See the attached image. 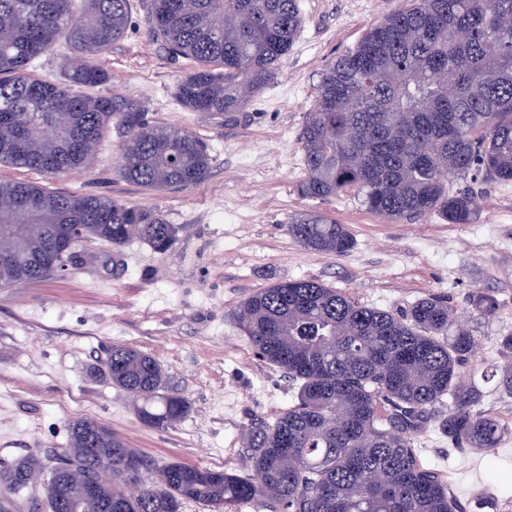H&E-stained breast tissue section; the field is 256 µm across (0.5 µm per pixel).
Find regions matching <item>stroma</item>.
Segmentation results:
<instances>
[{"instance_id":"obj_1","label":"stroma","mask_w":512,"mask_h":512,"mask_svg":"<svg viewBox=\"0 0 512 512\" xmlns=\"http://www.w3.org/2000/svg\"><path fill=\"white\" fill-rule=\"evenodd\" d=\"M147 2L131 0V26L105 58L110 79L97 92L136 100L149 124L194 134L211 168L193 186L144 189L118 172L127 134L114 126L80 170L48 178L0 163V181L117 199L180 228L165 252L139 240L119 251L89 240L65 270L0 288V472L62 453L67 426L79 418L108 426L156 467L248 471L249 428L286 411L294 388L254 354L236 312L247 296L284 280H315L398 313L430 295L446 298L480 340L464 373L474 375L482 408L512 428V397L499 385L512 366L499 346L512 334V182L455 181L454 190L474 198L467 224L434 215L392 222L353 189L319 199L298 193L306 175L299 134L322 73L407 0H298L303 23L291 52L273 81L228 117L189 111L174 98L192 63L171 60L153 41ZM304 214L346 225L354 248L336 255L297 242L287 226ZM478 291L497 297L494 315L472 305ZM116 345L164 367L170 393L190 402L186 418L171 427L140 420L104 375ZM414 443L467 512H512V431L481 451L452 447L432 428Z\"/></svg>"}]
</instances>
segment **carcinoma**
I'll return each instance as SVG.
<instances>
[{
    "instance_id": "1",
    "label": "carcinoma",
    "mask_w": 512,
    "mask_h": 512,
    "mask_svg": "<svg viewBox=\"0 0 512 512\" xmlns=\"http://www.w3.org/2000/svg\"><path fill=\"white\" fill-rule=\"evenodd\" d=\"M131 0H0V163L54 177L86 167L109 124L128 129L120 175L161 191L202 181L210 156L202 140L142 119L135 102L83 89L106 84L101 58L128 32ZM151 37L173 60L195 66L175 99L192 112L240 111L274 78L300 32L297 0H151ZM65 43L76 61L62 81L27 74ZM303 197L355 187L369 210L389 220L437 214L467 224L471 198L457 178L512 182V0H413L374 24L322 74L300 132ZM179 228L162 215L115 199L66 195L26 182H0V240L20 254L0 263V288L52 271L53 241L95 238L121 249L134 240L164 252ZM300 244L342 254L354 246L344 224L307 214L288 225ZM487 314L499 303L478 292ZM239 325L255 353L298 383L296 402L248 433L251 471L239 474L172 462L157 481L153 463L105 425H68L62 456L31 459L50 493L56 465L76 493L92 476L112 512H180L194 500L221 512L255 503L267 512H466L440 474L421 463L413 436L430 427L457 448H494L508 425L480 408L461 368L478 339L436 297L402 314L363 306L313 280H289L245 298ZM112 385L147 424L171 426L189 401L166 391L152 357L114 346ZM99 433L92 444L85 430ZM140 487L125 496L120 484ZM20 489L0 485V512Z\"/></svg>"
}]
</instances>
